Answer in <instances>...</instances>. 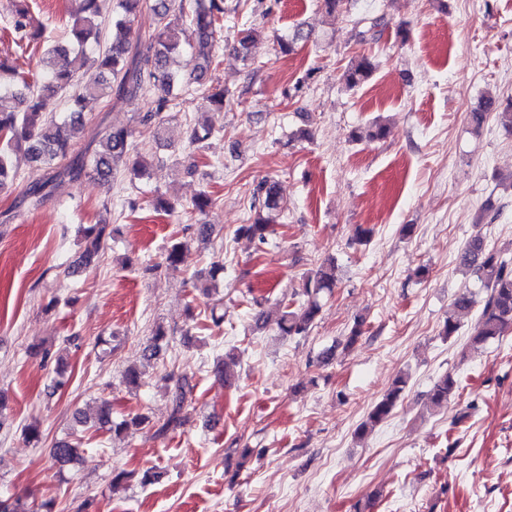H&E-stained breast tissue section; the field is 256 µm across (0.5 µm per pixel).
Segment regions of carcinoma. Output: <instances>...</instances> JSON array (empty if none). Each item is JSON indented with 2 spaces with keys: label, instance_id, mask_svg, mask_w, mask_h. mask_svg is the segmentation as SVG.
<instances>
[{
  "label": "carcinoma",
  "instance_id": "1",
  "mask_svg": "<svg viewBox=\"0 0 512 512\" xmlns=\"http://www.w3.org/2000/svg\"><path fill=\"white\" fill-rule=\"evenodd\" d=\"M78 7L71 14L66 42L47 47L43 58L42 81L18 72L7 60H0V189L17 180L13 156L24 153L28 162L44 171L43 178L23 192L20 205L37 207L47 196L70 194L72 186L89 174L109 183L120 172L132 179L146 173V156L136 152L135 128L131 126L89 129L84 124V104L89 100L109 99L115 104L133 105L150 99L151 108L138 114V123L154 127L163 134L167 112L174 105L175 90L192 93L210 107L224 109L227 93L215 82L216 36L224 29V0H180L172 9V0H74ZM149 9L155 16V27L148 34L132 36L135 19ZM112 27V42L105 41L107 27ZM11 27L18 42H36L44 37V27L33 25L29 0H12ZM263 30L253 23L243 24L237 31L234 51L246 59L261 38ZM191 48L195 65L191 72L180 74L170 70V61ZM375 63L367 55L353 58L342 74L347 88L363 85L372 75ZM63 110H58V107ZM387 127L373 121L365 130L355 131L353 140L376 141L385 138ZM220 132L207 123L189 127L187 141L201 153L208 152ZM215 202L203 190L196 194L184 213L201 216ZM253 219L241 224L236 235L267 241L271 224L287 209L277 181L264 179L251 193ZM107 225L80 224L77 233L86 243L81 254L84 264L101 250ZM460 265L477 277L485 289L478 322L468 345L475 348L489 339L512 332V257L506 258L487 246L475 235L460 255ZM336 284V268L332 261L319 265L303 277L298 306L283 307L277 325L286 336H305L320 312L319 295ZM475 304L469 292L458 294L452 312L445 319L441 335L450 338L458 333V315L469 312ZM163 330L154 332L144 345L141 358L151 360L161 351ZM188 378L176 379L169 390L171 412L157 428L164 436L187 422L185 395ZM407 386L400 376L371 407L366 419L356 428L362 436L393 413ZM460 384L451 374L440 376L429 393V406L438 409L459 391ZM145 420L143 416L116 421L111 403L101 400L97 411V428L120 435ZM87 453L83 438L63 440L52 448V456L61 465L82 459Z\"/></svg>",
  "mask_w": 512,
  "mask_h": 512
}]
</instances>
